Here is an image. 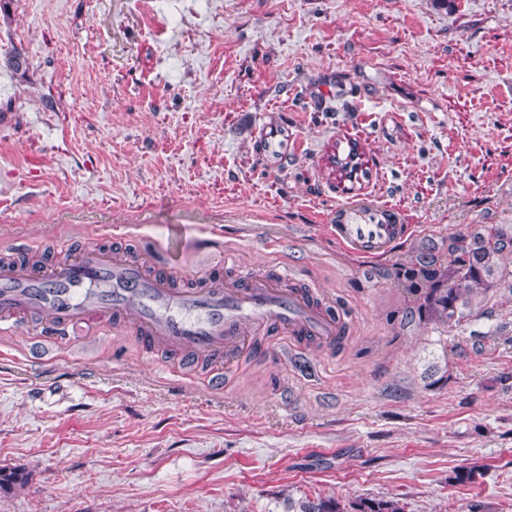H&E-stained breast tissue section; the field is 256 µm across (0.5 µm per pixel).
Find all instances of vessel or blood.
I'll use <instances>...</instances> for the list:
<instances>
[{
    "label": "vessel or blood",
    "mask_w": 512,
    "mask_h": 512,
    "mask_svg": "<svg viewBox=\"0 0 512 512\" xmlns=\"http://www.w3.org/2000/svg\"><path fill=\"white\" fill-rule=\"evenodd\" d=\"M335 230L354 252L373 256L400 241L408 227L389 210L355 202L338 212ZM93 313L186 362L210 361L216 389L223 367L262 352L264 335L329 344L345 329L344 319L311 289L287 287L281 273L234 286L217 277L185 286L142 260L98 249L50 265L34 263L21 248L0 259V328L36 322L47 346Z\"/></svg>",
    "instance_id": "obj_1"
}]
</instances>
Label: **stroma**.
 Returning <instances> with one entry per match:
<instances>
[{
	"mask_svg": "<svg viewBox=\"0 0 512 512\" xmlns=\"http://www.w3.org/2000/svg\"><path fill=\"white\" fill-rule=\"evenodd\" d=\"M350 140L370 168L354 197L410 227L372 259L334 231L324 156ZM477 224H512V0H11L0 256L94 247L228 284L291 272L350 332L269 342L214 390L108 321L47 361L34 323L0 331V469L27 476L0 512H512V290L442 325L408 320L398 279ZM300 512H404L398 501L390 499L363 498L355 500L347 505L340 502L317 499L308 500Z\"/></svg>",
	"mask_w": 512,
	"mask_h": 512,
	"instance_id": "1",
	"label": "stroma"
}]
</instances>
